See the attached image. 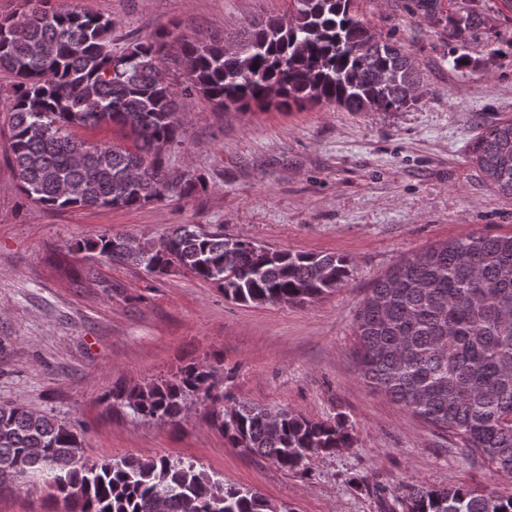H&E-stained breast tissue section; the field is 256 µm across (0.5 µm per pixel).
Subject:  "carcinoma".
Segmentation results:
<instances>
[{
    "label": "carcinoma",
    "mask_w": 512,
    "mask_h": 512,
    "mask_svg": "<svg viewBox=\"0 0 512 512\" xmlns=\"http://www.w3.org/2000/svg\"><path fill=\"white\" fill-rule=\"evenodd\" d=\"M0 18V72L13 77L11 162L21 191L52 208H133L204 182H182L162 164L179 137L180 100L201 95L218 107L336 105L388 112L417 101L412 57L367 25L354 0H292L287 17L251 25L228 49L224 39L166 35L112 53L114 22L77 9L26 0ZM475 0L448 15L463 40L480 29ZM182 71L168 77L167 61ZM112 123L133 146L86 143L80 128ZM472 158L494 190L512 197V120L485 125ZM124 234L81 241L95 252L162 276L185 270L224 298L254 305L304 304L332 294L350 275L336 254L278 250L179 224L160 241ZM362 377L412 415L449 433L468 454L512 479V235L476 233L400 259L376 279L355 317ZM194 363L171 380L118 385L113 402L141 420L181 421L187 401H211V423L233 446L292 472L316 454L353 445L344 421H319L248 402L224 406ZM53 488L62 512H277L258 492L224 484L191 461L162 456L91 460L74 426L22 404L0 405V491L25 482ZM401 512H512V495L468 486L409 483L395 495Z\"/></svg>",
    "instance_id": "obj_1"
}]
</instances>
